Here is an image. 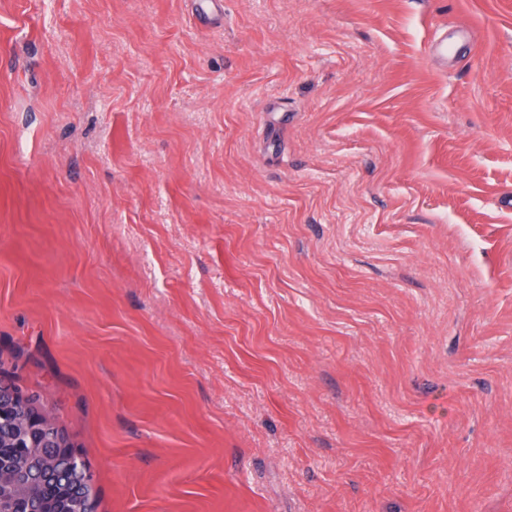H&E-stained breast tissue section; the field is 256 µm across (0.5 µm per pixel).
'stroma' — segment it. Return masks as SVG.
I'll return each mask as SVG.
<instances>
[{"label": "stroma", "mask_w": 512, "mask_h": 512, "mask_svg": "<svg viewBox=\"0 0 512 512\" xmlns=\"http://www.w3.org/2000/svg\"><path fill=\"white\" fill-rule=\"evenodd\" d=\"M0 382L96 512H512V0H0ZM65 457L71 473L77 480L84 482L88 481L90 478L89 481L83 485V494L86 495L91 504V512H95L94 501L91 498V477L86 465L82 462L78 453L73 448H70L69 451L66 452Z\"/></svg>", "instance_id": "stroma-1"}]
</instances>
